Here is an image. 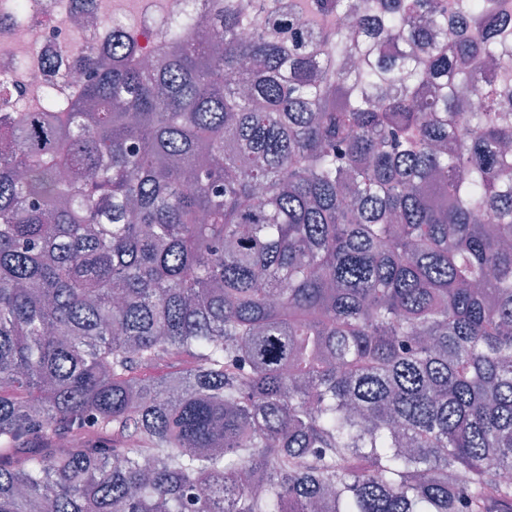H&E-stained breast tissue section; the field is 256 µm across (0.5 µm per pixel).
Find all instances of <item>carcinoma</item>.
<instances>
[{"instance_id":"1","label":"carcinoma","mask_w":512,"mask_h":512,"mask_svg":"<svg viewBox=\"0 0 512 512\" xmlns=\"http://www.w3.org/2000/svg\"><path fill=\"white\" fill-rule=\"evenodd\" d=\"M506 2L49 62L0 112V512H512Z\"/></svg>"}]
</instances>
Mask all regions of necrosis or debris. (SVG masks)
Listing matches in <instances>:
<instances>
[{"label":"necrosis or debris","mask_w":512,"mask_h":512,"mask_svg":"<svg viewBox=\"0 0 512 512\" xmlns=\"http://www.w3.org/2000/svg\"><path fill=\"white\" fill-rule=\"evenodd\" d=\"M213 6L214 0H0V72L22 91L15 111H40L50 56L68 68L84 41L104 43L126 31L132 15L139 20L136 53L152 57L185 11L205 14Z\"/></svg>","instance_id":"4bbe7bcc"}]
</instances>
